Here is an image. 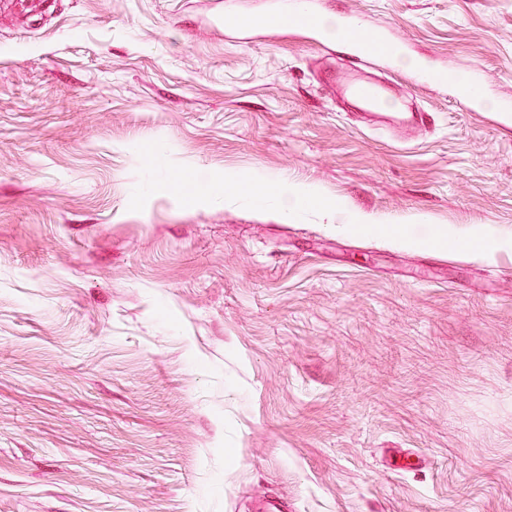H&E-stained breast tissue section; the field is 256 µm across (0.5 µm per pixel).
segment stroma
<instances>
[{
  "mask_svg": "<svg viewBox=\"0 0 512 512\" xmlns=\"http://www.w3.org/2000/svg\"><path fill=\"white\" fill-rule=\"evenodd\" d=\"M11 2L0 512H512V0H318L404 48L363 73L431 113L407 143L308 27L229 30L266 0L222 29L206 0ZM250 172L317 208L240 199ZM410 221L454 245L392 242ZM245 181L252 182L255 185L261 187L264 192L270 190L279 197L282 195L295 210L297 208H301L303 204L316 197V193L312 188L288 184V182L283 179H268L254 175L252 179H246ZM270 184L276 185L279 188L281 195L275 192L270 187Z\"/></svg>",
  "mask_w": 512,
  "mask_h": 512,
  "instance_id": "stroma-1",
  "label": "stroma"
}]
</instances>
